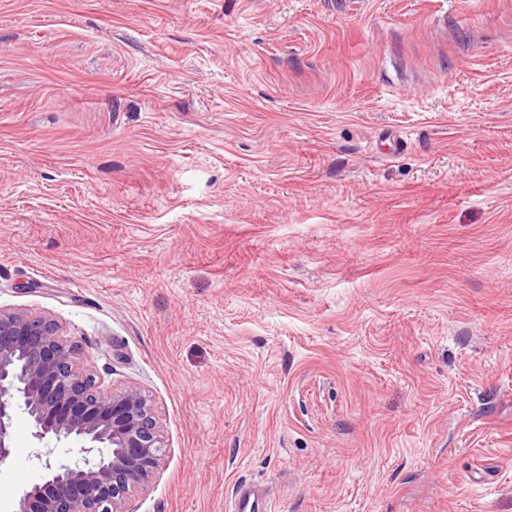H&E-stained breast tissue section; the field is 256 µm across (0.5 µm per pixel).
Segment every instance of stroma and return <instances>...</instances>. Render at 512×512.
<instances>
[{"label":"stroma","mask_w":512,"mask_h":512,"mask_svg":"<svg viewBox=\"0 0 512 512\" xmlns=\"http://www.w3.org/2000/svg\"><path fill=\"white\" fill-rule=\"evenodd\" d=\"M0 306L151 396L128 512H512V0H0ZM231 512H272V498L260 486L239 481L234 485Z\"/></svg>","instance_id":"1"}]
</instances>
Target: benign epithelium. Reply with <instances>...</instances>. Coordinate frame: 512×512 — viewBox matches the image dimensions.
Returning a JSON list of instances; mask_svg holds the SVG:
<instances>
[{"mask_svg": "<svg viewBox=\"0 0 512 512\" xmlns=\"http://www.w3.org/2000/svg\"><path fill=\"white\" fill-rule=\"evenodd\" d=\"M80 359L52 314L0 307V462L13 453L19 410L39 442L77 441L82 454L73 464H45L13 512H126L129 496L163 464L165 443L146 392L128 385L104 395Z\"/></svg>", "mask_w": 512, "mask_h": 512, "instance_id": "1", "label": "benign epithelium"}]
</instances>
